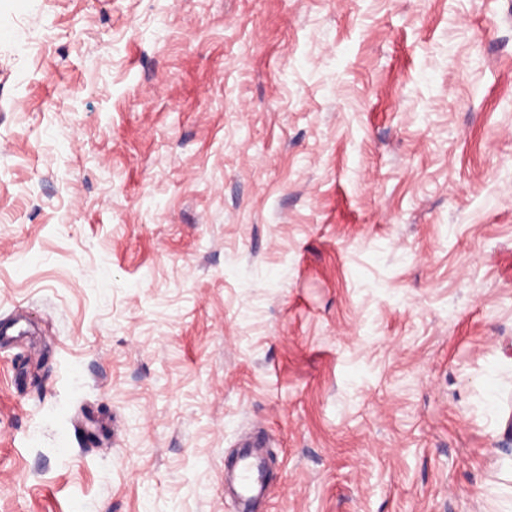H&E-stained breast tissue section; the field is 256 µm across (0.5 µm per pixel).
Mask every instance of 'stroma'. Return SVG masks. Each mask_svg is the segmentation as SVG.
I'll use <instances>...</instances> for the list:
<instances>
[{"instance_id": "35a3bbf8", "label": "stroma", "mask_w": 512, "mask_h": 512, "mask_svg": "<svg viewBox=\"0 0 512 512\" xmlns=\"http://www.w3.org/2000/svg\"><path fill=\"white\" fill-rule=\"evenodd\" d=\"M0 512H512V0H0ZM239 492L235 506L238 512H251L252 503L262 497L266 491L263 467L260 462L252 460L245 454L239 468Z\"/></svg>"}]
</instances>
